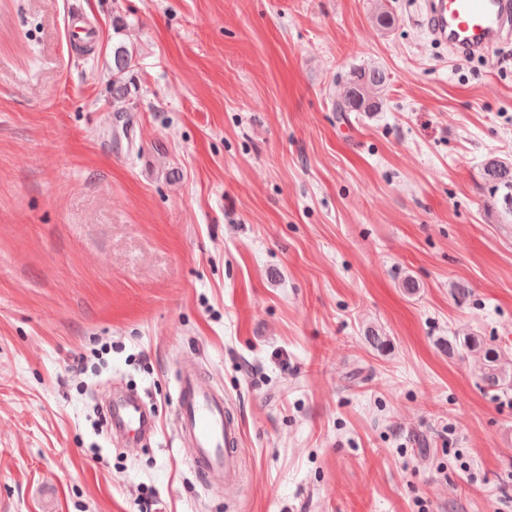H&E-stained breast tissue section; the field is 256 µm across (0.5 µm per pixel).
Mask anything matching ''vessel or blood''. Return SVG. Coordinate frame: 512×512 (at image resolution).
I'll list each match as a JSON object with an SVG mask.
<instances>
[{
  "label": "vessel or blood",
  "mask_w": 512,
  "mask_h": 512,
  "mask_svg": "<svg viewBox=\"0 0 512 512\" xmlns=\"http://www.w3.org/2000/svg\"><path fill=\"white\" fill-rule=\"evenodd\" d=\"M421 24L453 55L477 57L512 40V0H425ZM176 393L179 436L196 450V473L206 481L235 482L241 427L223 393L191 365L180 370ZM112 410L116 431L140 437L154 428L137 398L116 402Z\"/></svg>",
  "instance_id": "1"
}]
</instances>
